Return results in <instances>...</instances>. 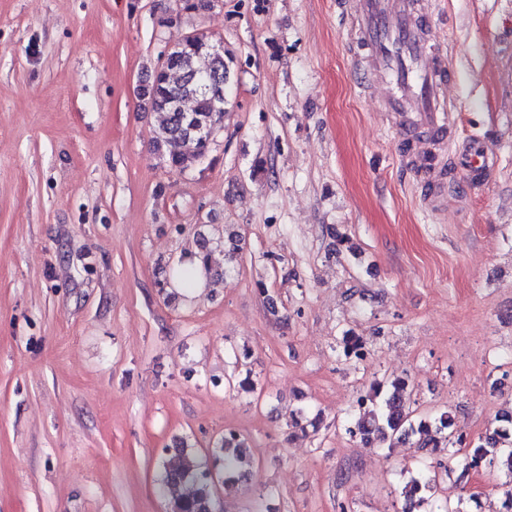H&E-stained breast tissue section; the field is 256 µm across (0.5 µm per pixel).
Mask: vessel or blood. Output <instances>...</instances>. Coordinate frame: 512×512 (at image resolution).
Returning a JSON list of instances; mask_svg holds the SVG:
<instances>
[{"label":"vessel or blood","instance_id":"1","mask_svg":"<svg viewBox=\"0 0 512 512\" xmlns=\"http://www.w3.org/2000/svg\"><path fill=\"white\" fill-rule=\"evenodd\" d=\"M355 32L365 55L361 82L384 84L381 108L402 130L401 157L421 178L424 200L439 211L448 200L445 148L457 118L446 91L452 79L444 46L423 23L424 0H358Z\"/></svg>","mask_w":512,"mask_h":512}]
</instances>
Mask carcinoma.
<instances>
[{
    "instance_id": "cac0c4a2",
    "label": "carcinoma",
    "mask_w": 512,
    "mask_h": 512,
    "mask_svg": "<svg viewBox=\"0 0 512 512\" xmlns=\"http://www.w3.org/2000/svg\"><path fill=\"white\" fill-rule=\"evenodd\" d=\"M210 38L201 35L192 43L175 44L168 64L157 69L144 90L152 111L159 115L154 147L164 150L170 165L188 169L208 153L204 138L207 130L224 119V95L227 66L224 57L209 49ZM369 403L360 413L354 427L348 432L371 446L393 447L416 433L428 431L435 425L440 437L430 439L434 450L448 452L453 457L458 448L469 449L465 469L498 465L512 472V416L504 415L499 426L486 441L473 443L456 433L454 421L444 411L433 421L418 419L411 407V392L407 381L395 378L376 382L362 397ZM215 447L222 452L224 484H232L242 477L243 464L251 455L249 439L234 431H227ZM444 464H422L404 486L412 499V508L428 503L421 495L436 486L438 470ZM210 469L202 467L193 453L181 452L164 467L162 488L169 495L172 512H210L214 489L208 478Z\"/></svg>"
}]
</instances>
